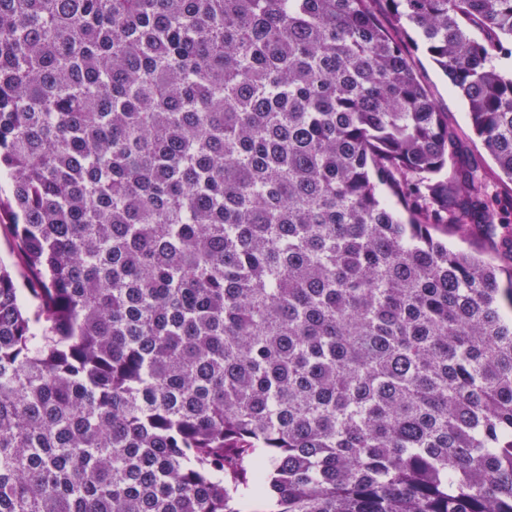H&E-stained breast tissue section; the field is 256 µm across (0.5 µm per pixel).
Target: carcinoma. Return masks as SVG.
Masks as SVG:
<instances>
[{
	"label": "carcinoma",
	"instance_id": "carcinoma-1",
	"mask_svg": "<svg viewBox=\"0 0 512 512\" xmlns=\"http://www.w3.org/2000/svg\"><path fill=\"white\" fill-rule=\"evenodd\" d=\"M379 1L512 184V0H0V512H512V209ZM407 31L408 34L401 28L395 29L396 36L405 45L411 63L430 90L437 108L440 112H448V123L458 135L463 155L480 158L488 169L495 171V164L470 128L464 99L452 89L448 77L429 59L419 41V46H416L409 37L417 39L415 34L409 29ZM9 223V219L3 217L2 225L0 227V258H2V260H4L8 265H10L11 268L14 270L19 280L20 288H25L23 286V281L21 279L24 270L22 266L19 264L16 254L14 253L15 245L10 226L3 225ZM448 243L477 255L489 253L488 245L475 234L467 231H457L448 235Z\"/></svg>",
	"mask_w": 512,
	"mask_h": 512
}]
</instances>
